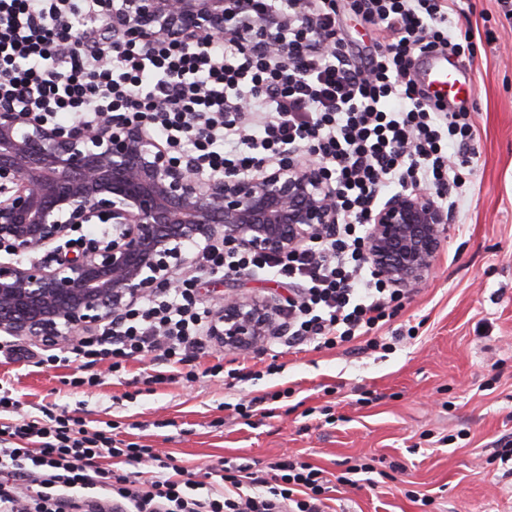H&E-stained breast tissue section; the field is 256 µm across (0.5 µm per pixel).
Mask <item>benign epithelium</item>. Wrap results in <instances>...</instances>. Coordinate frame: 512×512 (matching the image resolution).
<instances>
[{
  "label": "benign epithelium",
  "mask_w": 512,
  "mask_h": 512,
  "mask_svg": "<svg viewBox=\"0 0 512 512\" xmlns=\"http://www.w3.org/2000/svg\"><path fill=\"white\" fill-rule=\"evenodd\" d=\"M112 40L232 36L251 53L288 58V0H113ZM110 224L112 237L75 250L73 234ZM338 223L334 191L313 157L291 150L241 174L203 176L140 125L108 119L49 129L0 105V334L46 347L96 333L139 299L176 286L189 245L279 253ZM365 252L378 275L411 290L430 275L448 232L426 190L390 197L371 217ZM44 253L40 259L34 258ZM279 334L264 299L224 297L214 335L256 351Z\"/></svg>",
  "instance_id": "benign-epithelium-1"
}]
</instances>
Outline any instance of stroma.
<instances>
[{"instance_id": "stroma-1", "label": "stroma", "mask_w": 512, "mask_h": 512, "mask_svg": "<svg viewBox=\"0 0 512 512\" xmlns=\"http://www.w3.org/2000/svg\"><path fill=\"white\" fill-rule=\"evenodd\" d=\"M463 8L451 26L473 55L466 108L474 156L461 169L464 186L431 277L380 331L392 349L368 350L360 340L286 354L217 347L196 360L189 384H144L155 368L147 359L80 389L68 384L76 366L43 369L0 352V380L24 411L52 403L120 422V439L166 449L192 472L297 455L325 470L328 512H512V461L499 458L500 438L512 439V5L465 0ZM488 30L496 46L481 40ZM230 291L278 300L288 287L243 273L204 282L200 294L217 311ZM222 358L261 379L225 386L210 373ZM272 363L277 373L266 374ZM287 386L295 394L278 400L273 416L244 421L224 409ZM359 463L372 475L343 483Z\"/></svg>"}]
</instances>
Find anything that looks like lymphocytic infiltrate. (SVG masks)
Returning <instances> with one entry per match:
<instances>
[{"label":"lymphocytic infiltrate","mask_w":512,"mask_h":512,"mask_svg":"<svg viewBox=\"0 0 512 512\" xmlns=\"http://www.w3.org/2000/svg\"><path fill=\"white\" fill-rule=\"evenodd\" d=\"M462 0H352L378 36L361 59L344 49L338 0H308L289 17L287 60L245 53L235 39L204 46L159 42L145 50L104 32L102 0H0V104L38 113L52 125L94 127L109 117L148 120L157 137L198 172H249L304 147L328 174L340 214L331 237L288 251L199 249L176 288L137 303L97 335L43 366L77 364L74 388L96 387L148 358L150 384L194 381L191 364L208 353L213 316L202 276L261 270L287 280L277 307L285 346L333 349L366 339L402 306L403 294L376 275L363 243L385 189H427L447 199L474 140L470 113L429 102L412 77L416 57L456 51L449 27ZM84 38L63 48L60 18ZM332 48H323L325 40ZM115 422L91 424L68 410L20 411L0 385V512H78L79 493L108 492L126 512H325L321 468L284 457L238 473L211 469L192 480L169 452L115 439ZM127 465L147 467L139 479Z\"/></svg>","instance_id":"f902f5d3"}]
</instances>
